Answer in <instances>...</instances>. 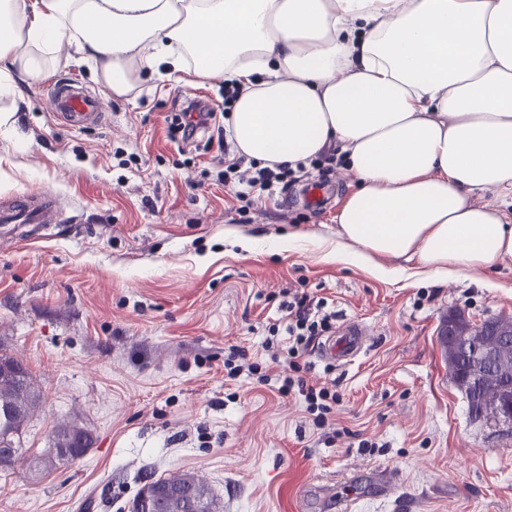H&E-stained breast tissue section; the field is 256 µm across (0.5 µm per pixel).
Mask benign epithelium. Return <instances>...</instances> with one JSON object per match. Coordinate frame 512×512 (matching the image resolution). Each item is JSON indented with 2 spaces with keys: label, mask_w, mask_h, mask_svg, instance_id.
I'll use <instances>...</instances> for the list:
<instances>
[{
  "label": "benign epithelium",
  "mask_w": 512,
  "mask_h": 512,
  "mask_svg": "<svg viewBox=\"0 0 512 512\" xmlns=\"http://www.w3.org/2000/svg\"><path fill=\"white\" fill-rule=\"evenodd\" d=\"M453 382L469 395L483 391L482 416L503 441L512 440V321L507 318L473 322L448 314L440 328ZM185 497L168 489L164 496L141 497L135 512H162L164 498Z\"/></svg>",
  "instance_id": "7a95c632"
}]
</instances>
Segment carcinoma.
I'll return each mask as SVG.
<instances>
[{
  "mask_svg": "<svg viewBox=\"0 0 512 512\" xmlns=\"http://www.w3.org/2000/svg\"><path fill=\"white\" fill-rule=\"evenodd\" d=\"M8 367L9 373L0 377V470L13 466L9 458L17 457L20 437L33 408L42 399L41 391L34 383L28 369L18 359L5 353L0 355V366ZM92 445L87 428L77 422L62 423L52 432V447L32 460L33 468L54 470L67 467L84 457ZM62 448L71 452L64 454ZM170 483L193 496V506L174 501L169 512H223L218 496L208 484L193 473L172 471L144 485L138 495L154 494L155 488Z\"/></svg>",
  "mask_w": 512,
  "mask_h": 512,
  "instance_id": "1",
  "label": "carcinoma"
}]
</instances>
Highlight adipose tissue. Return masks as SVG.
I'll return each mask as SVG.
<instances>
[{"label": "adipose tissue", "instance_id": "1", "mask_svg": "<svg viewBox=\"0 0 512 512\" xmlns=\"http://www.w3.org/2000/svg\"><path fill=\"white\" fill-rule=\"evenodd\" d=\"M64 41L109 96L187 56L235 81L246 159L338 150L356 187L323 261L435 282L512 264V219L471 201L512 192V0H0V96Z\"/></svg>", "mask_w": 512, "mask_h": 512}]
</instances>
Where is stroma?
Here are the masks:
<instances>
[{"instance_id": "stroma-1", "label": "stroma", "mask_w": 512, "mask_h": 512, "mask_svg": "<svg viewBox=\"0 0 512 512\" xmlns=\"http://www.w3.org/2000/svg\"><path fill=\"white\" fill-rule=\"evenodd\" d=\"M73 52L45 54L48 76L24 85L25 107L0 126V202L47 189L63 218L0 239V351L42 392L20 460L0 471V512H130L144 484L176 470L203 479L224 512H328L325 486L351 475L364 496L352 512H512V444L470 417L438 336L451 312L512 317V267L486 287L412 284L323 262L309 241L280 250L293 231L335 239L355 188L344 165L237 198L216 180L231 156L214 143L182 154L167 136L176 97L222 104L220 79L147 72L130 96L105 99L101 122L61 125L54 79L102 91ZM313 181L327 185L326 207L307 205ZM299 286L325 298L334 326L360 323L369 339L347 365L307 358L306 379L340 396L327 435L302 398L279 394L288 363L263 348L283 291ZM241 354L258 375L228 379L225 360ZM73 420L93 446L35 472L55 426ZM376 470L396 477L392 495L373 497Z\"/></svg>"}]
</instances>
